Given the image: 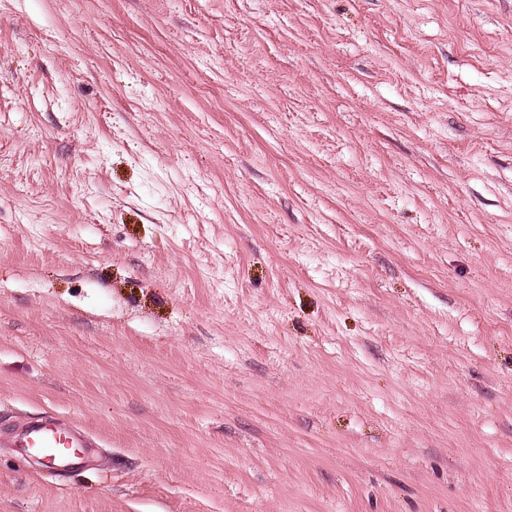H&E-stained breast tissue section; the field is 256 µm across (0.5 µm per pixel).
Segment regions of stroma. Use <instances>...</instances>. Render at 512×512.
Wrapping results in <instances>:
<instances>
[{
  "label": "stroma",
  "mask_w": 512,
  "mask_h": 512,
  "mask_svg": "<svg viewBox=\"0 0 512 512\" xmlns=\"http://www.w3.org/2000/svg\"><path fill=\"white\" fill-rule=\"evenodd\" d=\"M0 512H512V0H0ZM10 445L20 448L23 455L41 456L47 465L66 472L83 464V448H92L75 426L52 418H37L22 425L13 433Z\"/></svg>",
  "instance_id": "1"
}]
</instances>
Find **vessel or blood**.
Instances as JSON below:
<instances>
[{"instance_id":"obj_1","label":"vessel or blood","mask_w":512,"mask_h":512,"mask_svg":"<svg viewBox=\"0 0 512 512\" xmlns=\"http://www.w3.org/2000/svg\"><path fill=\"white\" fill-rule=\"evenodd\" d=\"M10 445L22 454L43 457L47 465L68 472L82 465L88 442L75 426L37 418L15 431Z\"/></svg>"}]
</instances>
